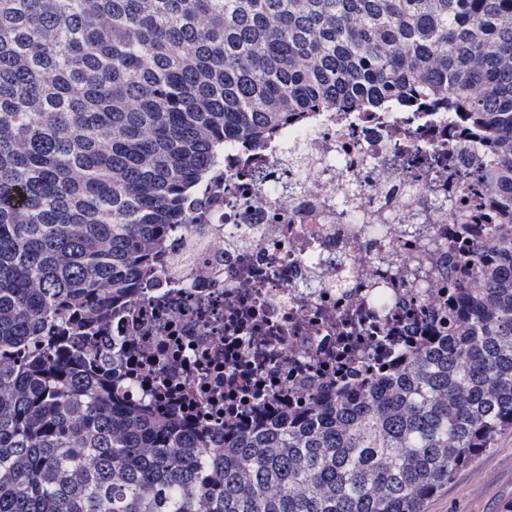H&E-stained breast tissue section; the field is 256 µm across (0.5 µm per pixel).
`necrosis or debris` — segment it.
Here are the masks:
<instances>
[{
    "label": "necrosis or debris",
    "mask_w": 512,
    "mask_h": 512,
    "mask_svg": "<svg viewBox=\"0 0 512 512\" xmlns=\"http://www.w3.org/2000/svg\"><path fill=\"white\" fill-rule=\"evenodd\" d=\"M480 155L433 108L313 112L264 141L232 140L203 223L170 234L90 345L113 352L131 390L194 426H266L309 396L334 399L369 364L439 339L462 245L498 207ZM350 185L355 210L397 212L422 234L353 229L336 211ZM452 198L471 209L467 233ZM424 234L448 256L419 289L406 272Z\"/></svg>",
    "instance_id": "obj_1"
}]
</instances>
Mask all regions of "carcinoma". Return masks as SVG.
I'll return each mask as SVG.
<instances>
[{
	"mask_svg": "<svg viewBox=\"0 0 512 512\" xmlns=\"http://www.w3.org/2000/svg\"><path fill=\"white\" fill-rule=\"evenodd\" d=\"M429 101L487 145L499 195L448 285L446 343L261 429L120 403L80 337L225 142ZM441 249L424 238L415 265ZM505 429L512 0H0V512H424Z\"/></svg>",
	"mask_w": 512,
	"mask_h": 512,
	"instance_id": "carcinoma-1",
	"label": "carcinoma"
}]
</instances>
